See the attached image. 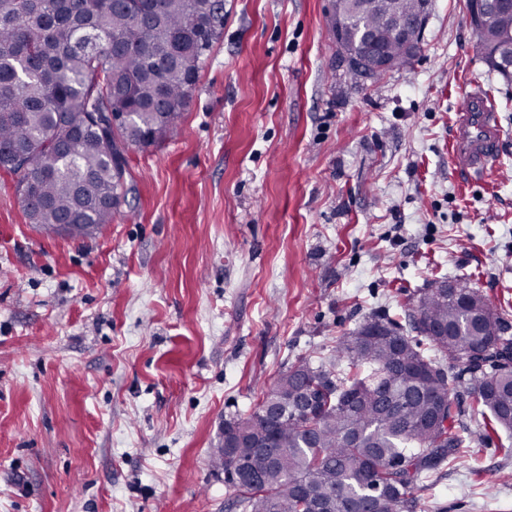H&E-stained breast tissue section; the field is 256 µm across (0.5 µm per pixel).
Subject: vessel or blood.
<instances>
[{
	"label": "vessel or blood",
	"mask_w": 512,
	"mask_h": 512,
	"mask_svg": "<svg viewBox=\"0 0 512 512\" xmlns=\"http://www.w3.org/2000/svg\"><path fill=\"white\" fill-rule=\"evenodd\" d=\"M499 148L498 118L492 95L473 85L457 115L451 134V154L458 174L469 181L481 179Z\"/></svg>",
	"instance_id": "vessel-or-blood-1"
}]
</instances>
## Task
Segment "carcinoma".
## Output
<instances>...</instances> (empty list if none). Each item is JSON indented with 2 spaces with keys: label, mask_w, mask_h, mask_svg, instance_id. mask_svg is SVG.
Returning a JSON list of instances; mask_svg holds the SVG:
<instances>
[{
  "label": "carcinoma",
  "mask_w": 512,
  "mask_h": 512,
  "mask_svg": "<svg viewBox=\"0 0 512 512\" xmlns=\"http://www.w3.org/2000/svg\"><path fill=\"white\" fill-rule=\"evenodd\" d=\"M423 0H334L330 33L359 73L371 30L394 67L416 50L390 35ZM224 34V0H0V171L19 176L29 222L84 238L128 202L127 149L176 132L202 65ZM489 67L512 80V11L476 32ZM124 115L112 128L110 115ZM437 280L404 310L436 357L375 316L315 365L301 359L248 416L224 422L242 447L218 451L242 512H412L423 476L465 447L455 390L482 433L512 432L508 322L467 282L465 304Z\"/></svg>",
  "instance_id": "1"
}]
</instances>
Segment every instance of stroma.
I'll return each instance as SVG.
<instances>
[{"label":"stroma","mask_w":512,"mask_h":512,"mask_svg":"<svg viewBox=\"0 0 512 512\" xmlns=\"http://www.w3.org/2000/svg\"><path fill=\"white\" fill-rule=\"evenodd\" d=\"M331 0H224L177 132L128 150L129 205L81 239L30 224L0 172V512H236L212 465L299 359L467 280L512 324V82L467 0H431L412 68L349 71ZM499 155L453 171L467 91ZM426 478L414 512H512V433Z\"/></svg>","instance_id":"stroma-1"}]
</instances>
